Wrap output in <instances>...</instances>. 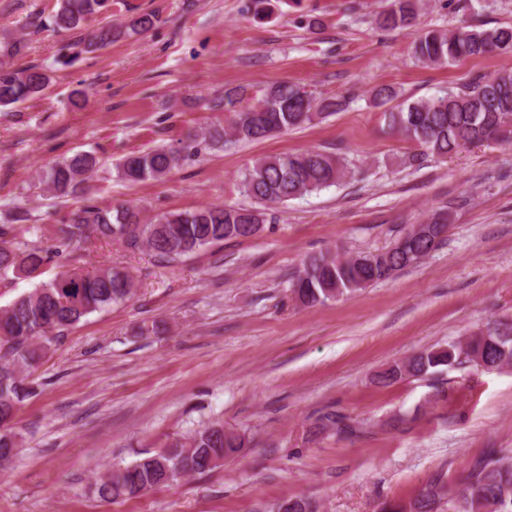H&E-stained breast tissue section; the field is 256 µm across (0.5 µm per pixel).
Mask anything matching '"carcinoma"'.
<instances>
[{
    "label": "carcinoma",
    "instance_id": "carcinoma-1",
    "mask_svg": "<svg viewBox=\"0 0 512 512\" xmlns=\"http://www.w3.org/2000/svg\"><path fill=\"white\" fill-rule=\"evenodd\" d=\"M107 0H59L53 23L59 30L82 29ZM420 0H391L376 19L384 29L415 25ZM157 21L144 13L125 27H102L80 38L82 51L95 52L123 37L149 31ZM495 51H512V25L486 29L463 26L453 31H427L413 41V54L421 62L450 65L461 59ZM51 77L35 68L0 71V106H12L42 94ZM378 105L394 103L385 114L388 126L425 152L445 158L463 145L489 139L512 143V71L483 78L460 92L428 100L397 102L398 91L379 85L372 91ZM339 99H318L299 84L279 82L260 96L244 101V92L224 94V110L233 113L229 125L211 127L203 140L211 145L257 141L312 123L337 111ZM198 135L188 134L178 148L162 146L132 153L118 165L119 176L131 183L159 180L194 154ZM95 158L79 153L53 166L46 175L50 192L66 197L90 178ZM350 169L339 155L312 149L265 157L243 176L240 191L254 207L208 206L168 211L151 218L140 209L116 204L101 207L85 203L71 210L59 228L60 246L72 253L91 236L119 239L132 252L148 251L174 262L195 251L230 239L251 238L261 230L264 208L284 204L343 181ZM30 219L27 209L16 207L15 223L0 225V276L37 273L51 256L38 248H13L6 237L17 224ZM450 213L421 225L415 235L402 234L388 247L372 253L341 256L320 253L307 257L289 280V290L303 306L335 300L392 277L418 263L447 237ZM135 282L123 268L106 265L93 272L65 271L35 291L0 309V418L13 415L28 395L27 380L46 355V342L62 336L86 316L122 302L133 295ZM512 367V320H496L462 339L435 346L395 362L377 375L387 386L404 378H419L449 369L495 371ZM318 427L347 431L349 425L335 413H325ZM246 433L217 422L197 430L185 441L176 440L134 463L116 467L95 482L103 499L133 496L178 483L179 471L202 474L238 456L247 447ZM448 493L437 478L407 502H389L381 512H433V505ZM457 512H512V464L495 450L470 463L468 474L454 492Z\"/></svg>",
    "mask_w": 512,
    "mask_h": 512
}]
</instances>
